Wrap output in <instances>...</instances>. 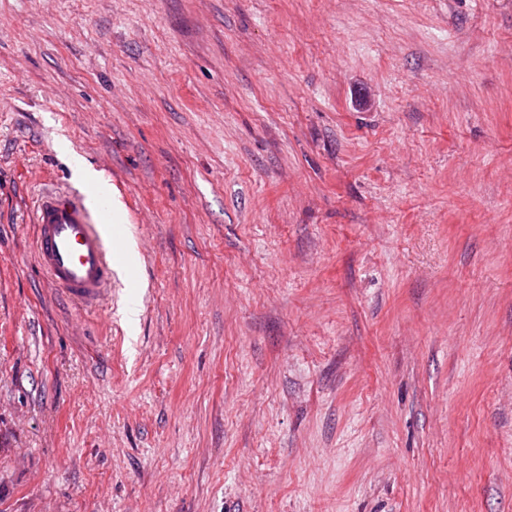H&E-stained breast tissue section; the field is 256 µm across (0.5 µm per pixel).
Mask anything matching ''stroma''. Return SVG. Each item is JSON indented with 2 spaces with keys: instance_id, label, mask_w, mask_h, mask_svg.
<instances>
[{
  "instance_id": "obj_1",
  "label": "stroma",
  "mask_w": 512,
  "mask_h": 512,
  "mask_svg": "<svg viewBox=\"0 0 512 512\" xmlns=\"http://www.w3.org/2000/svg\"><path fill=\"white\" fill-rule=\"evenodd\" d=\"M0 512H512V0H0ZM34 224L39 265L54 284L82 303L98 301L112 279V246L120 240L114 231L107 249L85 205L60 192L41 197Z\"/></svg>"
}]
</instances>
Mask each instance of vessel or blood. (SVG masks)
Returning a JSON list of instances; mask_svg holds the SVG:
<instances>
[{
    "label": "vessel or blood",
    "instance_id": "1",
    "mask_svg": "<svg viewBox=\"0 0 512 512\" xmlns=\"http://www.w3.org/2000/svg\"><path fill=\"white\" fill-rule=\"evenodd\" d=\"M35 251L54 284L71 298L92 304L112 278V252L99 232L111 212L90 215L85 205L60 192L45 193L34 217Z\"/></svg>",
    "mask_w": 512,
    "mask_h": 512
}]
</instances>
